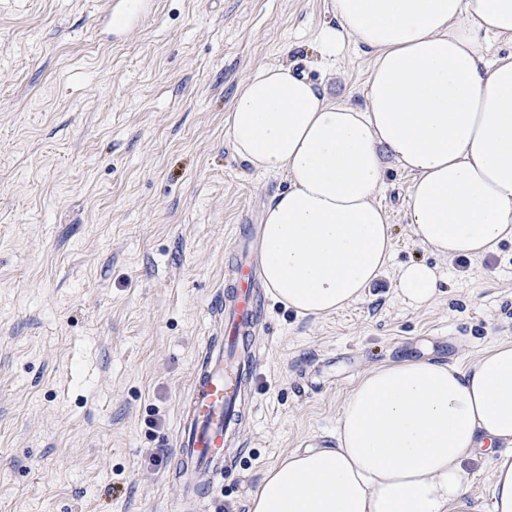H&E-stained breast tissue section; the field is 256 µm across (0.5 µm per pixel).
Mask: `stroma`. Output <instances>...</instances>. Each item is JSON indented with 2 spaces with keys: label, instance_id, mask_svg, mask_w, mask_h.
<instances>
[{
  "label": "stroma",
  "instance_id": "stroma-1",
  "mask_svg": "<svg viewBox=\"0 0 512 512\" xmlns=\"http://www.w3.org/2000/svg\"><path fill=\"white\" fill-rule=\"evenodd\" d=\"M110 7L0 0V512H197L176 480L179 409L221 331L230 249L287 187L234 154L224 119L258 66L313 61L331 18L330 0H152L117 32ZM310 75L362 104L356 48ZM410 182L388 167L395 248L360 300L301 318L265 299L242 452L206 512H248L288 452L330 444L365 369L464 364L512 337V242L440 259L405 222ZM413 261L438 273L424 309L396 288Z\"/></svg>",
  "mask_w": 512,
  "mask_h": 512
}]
</instances>
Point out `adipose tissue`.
<instances>
[{
  "mask_svg": "<svg viewBox=\"0 0 512 512\" xmlns=\"http://www.w3.org/2000/svg\"><path fill=\"white\" fill-rule=\"evenodd\" d=\"M315 37L325 61L366 57L364 102L286 64L237 91L233 152L288 187L263 206L260 276L297 315L359 300L394 248L377 196L387 163L408 171L406 220L454 259L512 241V0H330ZM416 308L438 294L433 267L403 266ZM492 459V512H512V338L465 365L405 358L366 369L343 399L334 443L298 448L262 477L248 512H473L465 463Z\"/></svg>",
  "mask_w": 512,
  "mask_h": 512,
  "instance_id": "adipose-tissue-1",
  "label": "adipose tissue"
}]
</instances>
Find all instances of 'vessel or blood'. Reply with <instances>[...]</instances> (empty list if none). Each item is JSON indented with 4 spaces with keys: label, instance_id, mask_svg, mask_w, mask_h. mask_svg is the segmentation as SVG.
Returning a JSON list of instances; mask_svg holds the SVG:
<instances>
[{
    "label": "vessel or blood",
    "instance_id": "obj_1",
    "mask_svg": "<svg viewBox=\"0 0 512 512\" xmlns=\"http://www.w3.org/2000/svg\"><path fill=\"white\" fill-rule=\"evenodd\" d=\"M258 286L253 261L241 262L234 269L232 287L216 301L224 333L208 343L195 367L178 420L176 456L181 471L194 474L193 479L182 482L186 497H206L210 486L224 477L225 447L239 421V381L258 377L256 365H240L241 354L253 347L251 328L258 311Z\"/></svg>",
    "mask_w": 512,
    "mask_h": 512
}]
</instances>
